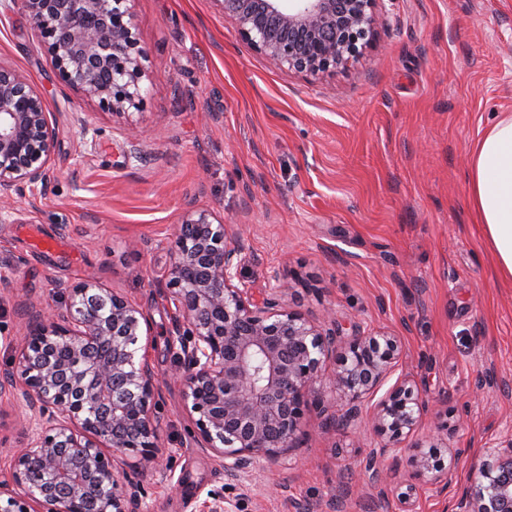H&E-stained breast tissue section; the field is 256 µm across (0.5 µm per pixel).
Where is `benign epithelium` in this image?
Wrapping results in <instances>:
<instances>
[{
  "label": "benign epithelium",
  "instance_id": "7a95c632",
  "mask_svg": "<svg viewBox=\"0 0 512 512\" xmlns=\"http://www.w3.org/2000/svg\"><path fill=\"white\" fill-rule=\"evenodd\" d=\"M33 20L59 78L115 115L138 108L148 76L130 0H17ZM239 36L275 66L321 78L364 56L384 0H218ZM58 145L44 94L0 65V212L24 189L45 187ZM242 233L207 210L187 212L165 277L188 334L169 336L173 379L182 387L199 447L224 458V476L257 480L258 464L284 467L305 413L325 389L346 401L348 424L362 422L376 442L360 460L359 490L387 482L384 462L421 428L428 403L400 375L376 402L401 352L388 332L347 335L336 312L312 319L286 302L296 279L271 276L258 297L240 269ZM66 311L35 310L16 344V370L0 390L16 391L28 442L0 481V512H141L139 473L118 480L114 458L150 463L161 454L159 388L148 345L150 323L124 297L87 278L65 288ZM332 373L325 374L328 362ZM398 498L412 510L417 490L448 483L462 451L447 459L413 448ZM453 512H512V429L470 465Z\"/></svg>",
  "mask_w": 512,
  "mask_h": 512
}]
</instances>
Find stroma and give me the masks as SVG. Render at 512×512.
<instances>
[{
	"mask_svg": "<svg viewBox=\"0 0 512 512\" xmlns=\"http://www.w3.org/2000/svg\"><path fill=\"white\" fill-rule=\"evenodd\" d=\"M384 6L364 57L314 80L257 54L219 0H131L148 77L139 109L117 118L60 80L25 11L0 5V63L45 95L59 140L48 187L16 197L0 221V374L15 368L29 305L64 314L65 285L92 276L142 308L172 471L143 464L151 512H203L211 493L229 512H401L388 488L350 493L370 439L334 424L346 404L333 393L306 413L295 466L260 469L270 493L229 485L223 458L196 444L168 379L167 340L183 318L164 288L191 208L241 226V279L255 294L287 271L290 307L400 336L397 370L430 406L423 435L476 455L512 427V281L496 272L469 194L472 145L512 113V0ZM23 222L63 251L39 252ZM136 238L147 246L132 248ZM14 404L0 394V479L26 441Z\"/></svg>",
	"mask_w": 512,
	"mask_h": 512,
	"instance_id": "35a3bbf8",
	"label": "stroma"
}]
</instances>
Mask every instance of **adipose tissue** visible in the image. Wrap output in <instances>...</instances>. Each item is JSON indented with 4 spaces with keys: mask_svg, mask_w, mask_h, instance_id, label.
<instances>
[{
    "mask_svg": "<svg viewBox=\"0 0 512 512\" xmlns=\"http://www.w3.org/2000/svg\"><path fill=\"white\" fill-rule=\"evenodd\" d=\"M469 187L497 270L512 279V114L499 118L476 142Z\"/></svg>",
    "mask_w": 512,
    "mask_h": 512,
    "instance_id": "obj_1",
    "label": "adipose tissue"
}]
</instances>
